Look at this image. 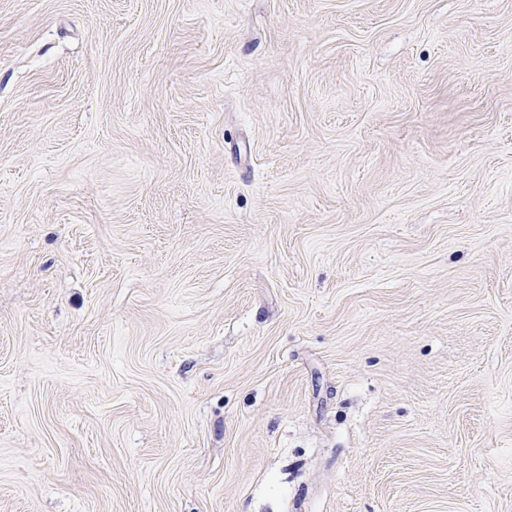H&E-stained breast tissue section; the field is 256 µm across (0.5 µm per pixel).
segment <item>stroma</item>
<instances>
[{
  "mask_svg": "<svg viewBox=\"0 0 512 512\" xmlns=\"http://www.w3.org/2000/svg\"><path fill=\"white\" fill-rule=\"evenodd\" d=\"M0 512H512V0H0Z\"/></svg>",
  "mask_w": 512,
  "mask_h": 512,
  "instance_id": "1",
  "label": "stroma"
}]
</instances>
